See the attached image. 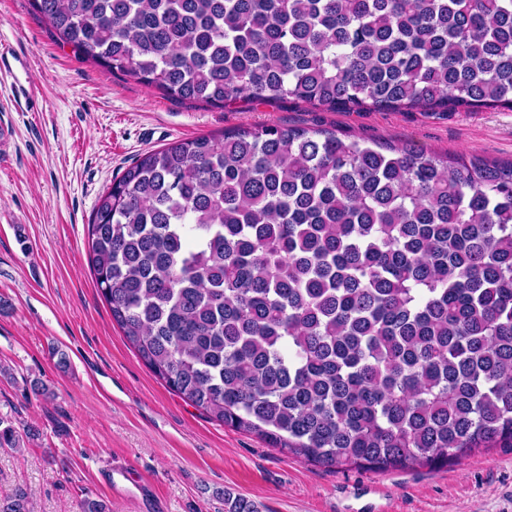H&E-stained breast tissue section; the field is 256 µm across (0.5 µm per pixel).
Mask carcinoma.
I'll use <instances>...</instances> for the list:
<instances>
[{
  "mask_svg": "<svg viewBox=\"0 0 512 512\" xmlns=\"http://www.w3.org/2000/svg\"><path fill=\"white\" fill-rule=\"evenodd\" d=\"M30 4L180 101L512 109V0ZM87 236L126 341L222 425L336 470L512 446V161L225 130L140 155ZM0 512H32L27 490Z\"/></svg>",
  "mask_w": 512,
  "mask_h": 512,
  "instance_id": "carcinoma-1",
  "label": "carcinoma"
}]
</instances>
